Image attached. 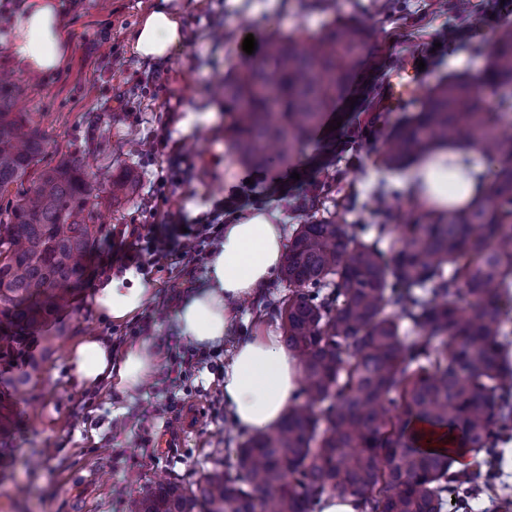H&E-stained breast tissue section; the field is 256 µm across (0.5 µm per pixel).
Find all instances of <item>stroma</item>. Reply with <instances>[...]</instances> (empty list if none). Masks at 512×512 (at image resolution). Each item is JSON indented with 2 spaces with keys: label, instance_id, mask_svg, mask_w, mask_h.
I'll return each instance as SVG.
<instances>
[{
  "label": "stroma",
  "instance_id": "stroma-1",
  "mask_svg": "<svg viewBox=\"0 0 512 512\" xmlns=\"http://www.w3.org/2000/svg\"><path fill=\"white\" fill-rule=\"evenodd\" d=\"M156 0H58L62 29L71 45L66 63L40 76L27 71L10 52L9 32H0V70L19 80L18 108L33 113L45 141V159L57 163L76 157L88 165L98 188L123 171L139 178L135 195L118 207L104 208L107 235L126 225L147 224L149 199L165 197V210L177 222L170 242H178L180 224L206 216L216 203L244 197V206L224 213L225 221L252 212L273 215L287 235L302 221L306 178L326 166L339 175L325 189L319 208L355 194L358 209L351 224L373 221L378 197L408 217L420 208L402 187V172L378 163L389 130L413 109L412 101L381 105L392 84L410 82L427 90L448 75L479 76L485 51L512 13L501 0H470L460 13L455 0H177L184 40L163 62H149L134 49L132 34ZM336 16L366 22L368 46L356 64L343 97L346 112H324L314 134L294 156L271 157L263 166H241L228 151L224 128L230 116L214 91L229 69L252 63L242 48L275 31L311 33ZM424 59V70L406 74L407 63ZM379 113L375 137L357 139L337 152L336 142L357 122ZM191 126H184L188 115ZM340 127H333V119ZM168 139L182 156L171 165L158 143ZM297 171L301 180H289ZM206 262L175 264L143 275L150 298L132 318L111 324L96 315L93 292L99 282L88 276L68 311L47 327L54 343L36 340L26 358L8 365L0 357V512H128L131 496L146 485L178 479L189 483L215 461L232 463L237 429L224 406V369L229 346L212 350L209 369L171 386L161 371L149 383L121 395L106 385L80 389L70 382L66 353L81 336L109 340L139 329L144 340L183 351L176 313L196 288L206 285ZM288 287L272 278L258 296L241 306L233 335L277 329L262 315L264 304L287 296ZM201 411L196 429L184 434L181 417ZM473 512H504L512 500V443L491 489L475 494Z\"/></svg>",
  "mask_w": 512,
  "mask_h": 512
}]
</instances>
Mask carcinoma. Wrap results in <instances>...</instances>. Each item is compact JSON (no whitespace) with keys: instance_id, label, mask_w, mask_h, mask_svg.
Listing matches in <instances>:
<instances>
[{"instance_id":"carcinoma-1","label":"carcinoma","mask_w":512,"mask_h":512,"mask_svg":"<svg viewBox=\"0 0 512 512\" xmlns=\"http://www.w3.org/2000/svg\"><path fill=\"white\" fill-rule=\"evenodd\" d=\"M366 27L338 17L298 36L272 33L257 63L224 77L227 148L246 167L276 149L297 151L334 103L359 60ZM480 84L456 75L417 100L389 132L382 165L404 169L434 149L460 145L498 161L490 193L465 208H430L403 221L343 223L354 198L320 218L304 216L280 278L288 296L264 306L302 364V402L278 428L241 440L231 466L216 464L190 486L150 485L130 512H320L323 498L361 502L363 512H445L454 492L469 507L472 475L451 450L430 452L423 424L446 428L458 447L499 472L512 441V28L496 35ZM21 87L0 75V353L20 348L71 306L83 259L103 235L101 202L82 164H43ZM136 189L114 176L106 201ZM373 232L371 239L365 234Z\"/></svg>"}]
</instances>
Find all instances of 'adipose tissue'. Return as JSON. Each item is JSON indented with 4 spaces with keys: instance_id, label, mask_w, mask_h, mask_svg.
<instances>
[{
    "instance_id": "adipose-tissue-1",
    "label": "adipose tissue",
    "mask_w": 512,
    "mask_h": 512,
    "mask_svg": "<svg viewBox=\"0 0 512 512\" xmlns=\"http://www.w3.org/2000/svg\"><path fill=\"white\" fill-rule=\"evenodd\" d=\"M11 52L33 74L56 71L70 45L60 27L57 0H27L12 20ZM134 48L150 60L167 58L183 40L171 0H157L133 34ZM403 183L421 202L439 210L471 204L488 192L486 167L472 151L440 150L409 170ZM285 260L284 230L263 213L244 216L224 227V240L207 264L206 287L185 299L176 314L181 339L197 346L232 341L224 371V401L238 427L252 433L275 429L301 388V365L277 336L231 337L235 301L266 285ZM97 313L125 321L148 303V290L136 270L108 279L93 297ZM158 361L154 342L143 341L113 354L108 340L88 336L73 344L67 367L75 384L106 383L121 393L140 387Z\"/></svg>"
}]
</instances>
